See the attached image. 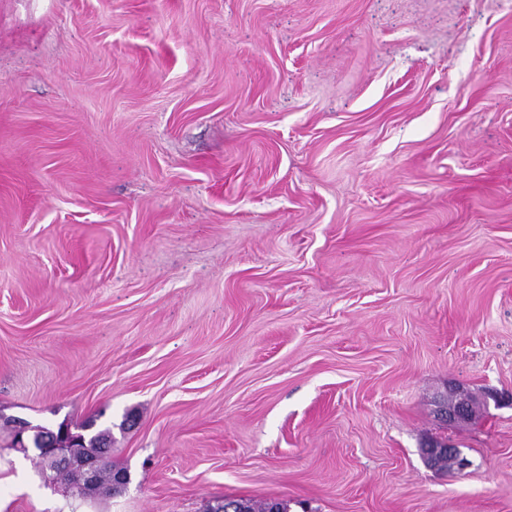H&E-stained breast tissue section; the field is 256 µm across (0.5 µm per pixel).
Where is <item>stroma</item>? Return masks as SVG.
Returning a JSON list of instances; mask_svg holds the SVG:
<instances>
[{
    "instance_id": "stroma-1",
    "label": "stroma",
    "mask_w": 512,
    "mask_h": 512,
    "mask_svg": "<svg viewBox=\"0 0 512 512\" xmlns=\"http://www.w3.org/2000/svg\"><path fill=\"white\" fill-rule=\"evenodd\" d=\"M0 414L131 475L0 512H512V0H0ZM435 441H443L438 439H433ZM435 441H428L422 447V456L426 461L427 465L433 469H437V459L442 454H452L455 457L456 467L458 469H463L468 466V461L464 457H461V453L458 448H454L449 445L447 442L444 444H439ZM109 453L107 452L100 459V466H99L100 478L103 482L107 483L112 479V476H113V473L115 470L122 471L121 473H119L115 476V479L113 481V485L115 487V492L119 493L122 490L127 488L128 484H129V477L127 478L126 475L129 476V474H128L127 470H124L123 468H117L111 464V462L109 460L111 457V454L109 455ZM288 500L284 499H266L263 501H254L247 498L231 499L224 498L221 504L208 512H288Z\"/></svg>"
}]
</instances>
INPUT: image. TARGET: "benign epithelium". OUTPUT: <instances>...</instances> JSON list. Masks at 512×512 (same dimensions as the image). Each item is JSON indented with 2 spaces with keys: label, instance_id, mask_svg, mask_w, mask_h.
<instances>
[{
  "label": "benign epithelium",
  "instance_id": "benign-epithelium-1",
  "mask_svg": "<svg viewBox=\"0 0 512 512\" xmlns=\"http://www.w3.org/2000/svg\"><path fill=\"white\" fill-rule=\"evenodd\" d=\"M435 413L438 419L450 424L472 420V417L465 410L448 411V405H446L444 399L437 403ZM13 440L14 447L24 454L33 453L54 463L55 472L61 476L67 474L73 467H79L82 472L81 490L87 496H95L103 490L109 492L113 490L119 493L126 489L129 484V478L121 472L115 476L113 487L102 488L98 478L96 453L92 451L76 461L71 459L67 446L74 443V440L71 439L69 431L65 428L51 437L41 436L34 433L31 424L19 419L14 424ZM446 453L455 457L457 468L463 469L468 466L467 459L461 457L459 449L447 443L439 444L435 441H428L422 447L423 459L433 469L437 468V459Z\"/></svg>",
  "mask_w": 512,
  "mask_h": 512
}]
</instances>
